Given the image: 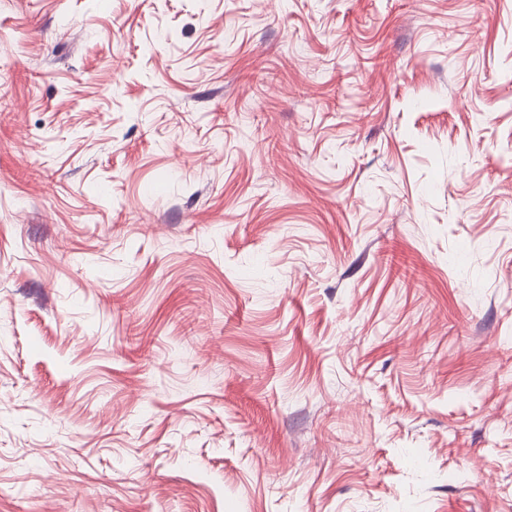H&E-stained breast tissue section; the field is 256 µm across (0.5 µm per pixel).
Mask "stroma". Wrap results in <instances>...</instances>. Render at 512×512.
<instances>
[{"mask_svg":"<svg viewBox=\"0 0 512 512\" xmlns=\"http://www.w3.org/2000/svg\"><path fill=\"white\" fill-rule=\"evenodd\" d=\"M0 512H512V0H0Z\"/></svg>","mask_w":512,"mask_h":512,"instance_id":"stroma-1","label":"stroma"}]
</instances>
